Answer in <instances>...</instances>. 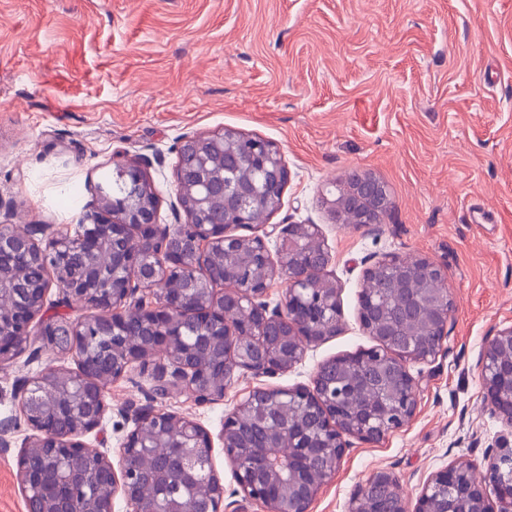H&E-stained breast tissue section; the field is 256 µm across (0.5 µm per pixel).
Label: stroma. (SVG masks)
I'll use <instances>...</instances> for the list:
<instances>
[{"label":"stroma","mask_w":512,"mask_h":512,"mask_svg":"<svg viewBox=\"0 0 512 512\" xmlns=\"http://www.w3.org/2000/svg\"><path fill=\"white\" fill-rule=\"evenodd\" d=\"M271 141L290 181L269 224H315L340 284L343 328L273 377L235 370L223 401L154 392L133 366L104 390L91 447L119 461L129 404L219 434L257 387L310 384L317 366L368 350L358 315L366 260L427 256L454 300L438 354L414 362V418L383 441L351 440L311 512H348L386 472L415 504L435 472L483 467L512 426L483 403L485 340L512 325V0H0V223L27 232L78 223L116 156L140 161L157 221L186 223L181 140L224 129ZM385 182L377 227L332 223L321 196L348 174ZM269 224L231 232L261 236ZM71 356L31 337L0 362V512H26L17 455L30 433L20 386Z\"/></svg>","instance_id":"1"}]
</instances>
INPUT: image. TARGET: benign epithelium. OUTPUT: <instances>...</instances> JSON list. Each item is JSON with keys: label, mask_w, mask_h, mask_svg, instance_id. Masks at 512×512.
I'll return each instance as SVG.
<instances>
[{"label": "benign epithelium", "mask_w": 512, "mask_h": 512, "mask_svg": "<svg viewBox=\"0 0 512 512\" xmlns=\"http://www.w3.org/2000/svg\"><path fill=\"white\" fill-rule=\"evenodd\" d=\"M224 140L226 137L222 133L185 138L184 143L192 142L195 148L188 151L180 147L183 165L188 169L207 171L211 157L216 152L223 154L226 161L238 159L237 153L224 149ZM248 142L268 172L263 195L252 202L244 198L230 200L221 173L212 172L207 180L200 183L185 179L181 192H194L193 206L185 209L188 224L179 226L177 230L172 231L157 223L154 203L144 205L135 202L117 212L107 198L96 199L74 232L53 235L48 238L46 245L31 233L14 234L0 229V259L6 255L27 253L44 245L51 253L55 271V277L51 280L47 272H42L27 289V299L20 306L0 312V361L14 359L22 353L34 322L37 323L39 336L49 346L63 348L69 353H85L77 388L68 386L61 389L49 384L47 371L26 380L23 385L21 409L33 434L19 451L17 480L24 491L40 499L43 505L41 512H112V503L118 495L127 501L132 512H144L141 502L142 475L128 466V460L133 455L146 456L151 448H163L167 460L183 468L190 467L191 460L198 453L213 458L212 435L200 423L189 419L184 421L181 429L183 447H168L164 433L158 434L154 442H148L145 429L157 430L169 417V413L158 411L151 405L133 410L131 419L134 428L122 443L119 466L112 464L106 452L89 448L84 438L101 425L107 412L100 379L94 371L93 360L97 352L93 349L92 339L114 337L122 332L127 321L139 319L146 343L131 352L123 350L112 353V380L124 376L135 364L147 366L148 359L162 352L164 361L154 363L153 367L156 381L170 389L188 392L199 403L223 400L235 368L256 376L285 373L302 361L306 348L328 339L327 334L305 318L311 304L308 276L314 273L327 275L328 253L323 250L299 265L291 263V255L296 250L293 245L295 224L288 225L285 231L278 230V225L274 224L268 232V235L276 236L283 243L281 258L276 262L272 260L264 238H244L229 233L231 224L252 223L250 207L254 203L263 207L270 216L276 213L290 178L288 167L273 143L259 137L250 138ZM339 186L343 188L340 195L323 198L335 224H355L359 227L380 224L394 207L387 185L370 173H352ZM215 191L224 195V213L219 215L209 211L210 197ZM186 227L189 228V245L193 256L217 245L233 246L239 241L250 243L256 254L265 262L274 264L286 277L287 288L280 302L273 307L267 302L270 283L266 281L258 287L224 288L226 279L222 267L204 270L206 279L214 288L207 289L210 298L199 299L190 309L187 308L188 297L199 292L194 279L181 291H166L158 301H146L142 293L187 269V255L169 245L171 240L180 237L178 230ZM103 240L120 245L112 277L105 285L96 278L92 266L72 271L67 265V254L71 250L92 252ZM380 270H395L404 280L420 274L437 282H443L446 278L445 269L425 256L407 260L399 255H386L367 267L365 276L369 277ZM52 282L56 283L63 296L81 302L87 312L105 313V317L93 321L92 335L82 332L86 320L84 316L75 321L65 319L43 323L38 320L46 291ZM372 295L370 288L362 291L359 320L363 331L372 336L377 346L352 354L347 362L383 360L405 382L407 393L390 429L380 424L383 413L376 403L370 402L352 413L344 411L336 400L330 398L324 363L318 366L312 386L256 389L224 417L219 439L232 465L237 484L234 493L261 503L266 512H310L321 485L304 480L287 484L273 472L260 482L253 471L244 465L235 445L236 422L256 396L270 395L290 405H305L316 412L322 432L321 447L299 448L290 439L286 446L270 445L257 449V452L279 460L293 461L300 457L302 471L320 470L325 483L335 475L348 446L347 438L378 443L389 433L409 423L415 415L417 382L410 373L409 364L434 357L441 342H436L430 350L410 342L403 343L400 349L382 354L383 320L376 315ZM451 310L452 298L448 294L433 318V329L440 339L447 335ZM184 335L192 336L193 342L176 346L175 337ZM202 347H217L224 351L226 362L232 363V368H224V373L217 378L198 369L194 355ZM505 347L512 349V326L502 329L486 341L480 373L486 407L492 415L512 425V359L503 361L501 351ZM64 398L78 400L82 414L72 426L58 429L49 425L46 411L55 408ZM45 450L55 462L52 481L44 472L26 465L27 458ZM511 462L512 444L505 440L482 473L469 463L434 473L422 488L415 512H431L434 495L442 489L452 488L461 489L467 497L470 503L467 512H485L484 485L488 482L497 488L500 512H512V484L503 483L500 479L501 465ZM87 473L93 476L94 485L102 490V494L93 498L90 506L83 507L66 497L65 492L80 484ZM380 485L389 487L394 493L396 507L393 512H407V501L399 483L386 472L376 473L366 481L352 499L350 512H376L370 496L373 489ZM224 493V482L213 470L202 498L203 508H198L194 500L168 501L163 512H224Z\"/></svg>", "instance_id": "benign-epithelium-1"}]
</instances>
